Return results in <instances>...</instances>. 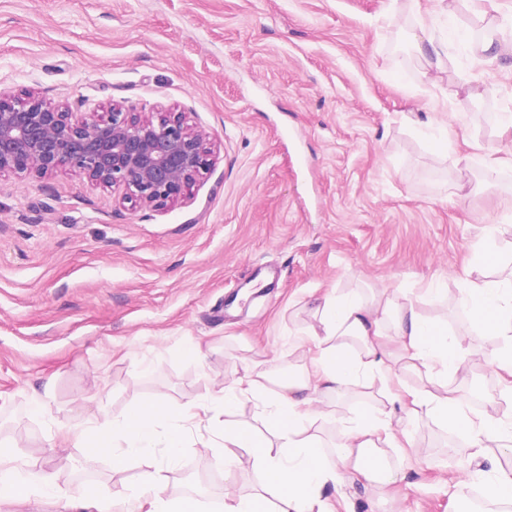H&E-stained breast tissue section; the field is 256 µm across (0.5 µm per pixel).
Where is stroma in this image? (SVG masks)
<instances>
[{
	"mask_svg": "<svg viewBox=\"0 0 512 512\" xmlns=\"http://www.w3.org/2000/svg\"><path fill=\"white\" fill-rule=\"evenodd\" d=\"M456 26L512 43V0H460ZM409 0H0V86L98 110L186 112L216 161L160 210L131 208L111 189L61 170L41 180L0 174V444L51 471L72 512H99L72 481L80 448L57 432L124 414L164 394L171 408L206 399L239 358L285 372L294 337L315 326L332 292L407 295L465 336L460 278L475 241L512 274V55L479 62L452 39L436 83L420 80L423 32ZM452 110H445V100ZM442 294L429 293L430 284ZM198 342L202 362L182 354ZM40 396L48 414H30ZM315 428L335 446L343 420L389 411L380 386L325 400ZM193 430L169 491L205 473L200 512L224 490L257 491L258 469L231 468ZM396 497L356 512H461L454 475L465 440L421 416L410 448H382Z\"/></svg>",
	"mask_w": 512,
	"mask_h": 512,
	"instance_id": "1",
	"label": "stroma"
}]
</instances>
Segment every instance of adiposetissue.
<instances>
[{
    "instance_id": "ef3b65f1",
    "label": "adipose tissue",
    "mask_w": 512,
    "mask_h": 512,
    "mask_svg": "<svg viewBox=\"0 0 512 512\" xmlns=\"http://www.w3.org/2000/svg\"><path fill=\"white\" fill-rule=\"evenodd\" d=\"M495 253L491 239L472 246L471 270L463 274L460 308L479 336H498L507 346L497 365L502 385L512 392V280L474 279L472 270L487 265ZM317 328L298 338L303 363L285 375H275L259 363L242 360L232 381L208 400L171 410L157 395L134 405L121 417L91 424L87 434L107 440L114 468L132 458L147 459L128 502L134 512H198L188 496H165V473L181 457L191 428L208 424L220 437L217 447L231 466L250 465L262 472L259 491L224 496L223 512H335L344 505L354 512L344 492L354 479L375 490L396 481L392 471L375 465L376 447L408 448L413 444L410 421L428 415L460 431L469 454L463 479L483 478L485 499L512 506V418L474 411L447 387L451 377H467L484 360L479 350L465 346L440 322L421 314L413 301L395 303L390 297L370 301L349 294H331L317 307ZM423 369L429 384L406 388L396 359ZM380 381L389 403L398 404L405 423L393 427V413L360 414L345 419L337 446L338 466L328 464L313 431L326 418L325 397L343 399L357 381ZM438 390H431V383ZM261 409L262 425L236 421L243 400ZM87 434L78 435L85 442ZM161 463H154L155 453ZM67 493L53 473L14 453L0 451V505L31 499L63 501Z\"/></svg>"
}]
</instances>
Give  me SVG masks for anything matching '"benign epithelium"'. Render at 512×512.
<instances>
[{"mask_svg":"<svg viewBox=\"0 0 512 512\" xmlns=\"http://www.w3.org/2000/svg\"><path fill=\"white\" fill-rule=\"evenodd\" d=\"M213 164L210 140L185 112L158 109L146 116L117 102L86 114L34 91L0 88V174L44 178L69 169L118 191L134 208H160Z\"/></svg>","mask_w":512,"mask_h":512,"instance_id":"obj_1","label":"benign epithelium"}]
</instances>
